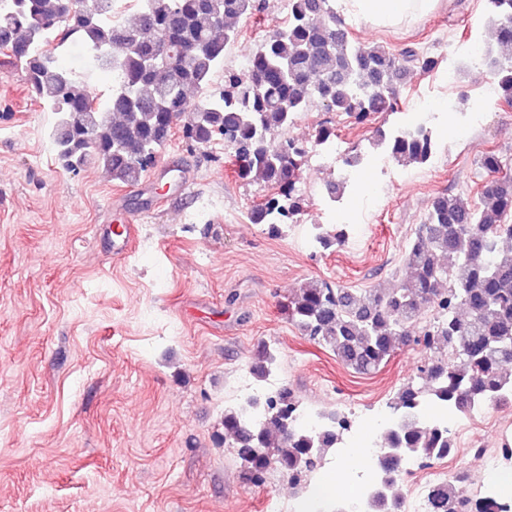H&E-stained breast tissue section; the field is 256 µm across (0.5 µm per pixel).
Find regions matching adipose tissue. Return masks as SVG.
Masks as SVG:
<instances>
[{
    "instance_id": "adipose-tissue-1",
    "label": "adipose tissue",
    "mask_w": 512,
    "mask_h": 512,
    "mask_svg": "<svg viewBox=\"0 0 512 512\" xmlns=\"http://www.w3.org/2000/svg\"><path fill=\"white\" fill-rule=\"evenodd\" d=\"M440 0H341L346 16L376 27L404 26L426 17Z\"/></svg>"
}]
</instances>
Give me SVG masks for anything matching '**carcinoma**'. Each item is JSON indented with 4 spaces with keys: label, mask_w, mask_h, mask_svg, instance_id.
Segmentation results:
<instances>
[{
    "label": "carcinoma",
    "mask_w": 512,
    "mask_h": 512,
    "mask_svg": "<svg viewBox=\"0 0 512 512\" xmlns=\"http://www.w3.org/2000/svg\"><path fill=\"white\" fill-rule=\"evenodd\" d=\"M136 24L112 20L115 0H75L62 19L66 0H0V51L22 69L27 84L55 115L49 130L56 159L75 171L93 159L112 179L134 186L153 168L160 146L178 120L185 139L200 145L224 140L243 180L256 177L268 192L251 209V220L279 236L304 212L301 174L306 151L282 136L312 104L365 124L376 112L395 113V80L407 71L438 69L435 54L407 47L396 54L382 45H357L336 13V0H288L286 21L262 39L241 73L224 71V90L200 103L188 97L224 66V50L237 38L233 22L258 10L257 0H139ZM494 14L497 45H512V0H485ZM81 43L88 73L112 77L108 92L94 93L64 69L60 55L68 40ZM185 53L172 62L157 59L161 42ZM485 59L497 79L499 100L512 104V55ZM374 148L399 165L429 162L437 149L434 127L376 130ZM489 175L482 202L473 207L460 194L441 193L404 255L407 277L391 288H373L358 298L328 280L307 282L285 306L304 335L331 350L360 374L378 371L412 344L431 353L423 369L429 386L409 384L388 402L399 418L392 444L384 448V486L366 502L367 512L398 508L389 495L397 458L415 455L427 463L449 456L451 431L426 421L431 404L451 416L472 405H512V177L502 176L499 154L478 158ZM321 249L342 245L346 227L311 225ZM433 320L422 321L426 309ZM274 361L258 347L252 373L262 378ZM300 406L287 388L265 402L249 401L266 420L254 425L238 405L224 408V439L236 448L245 478L265 482L271 468L287 474L302 496V478L322 465L331 448L342 446L344 425L336 411H323L329 424L318 431L295 426ZM460 475L431 489L434 512H512V503L489 490L460 491Z\"/></svg>",
    "instance_id": "carcinoma-1"
}]
</instances>
